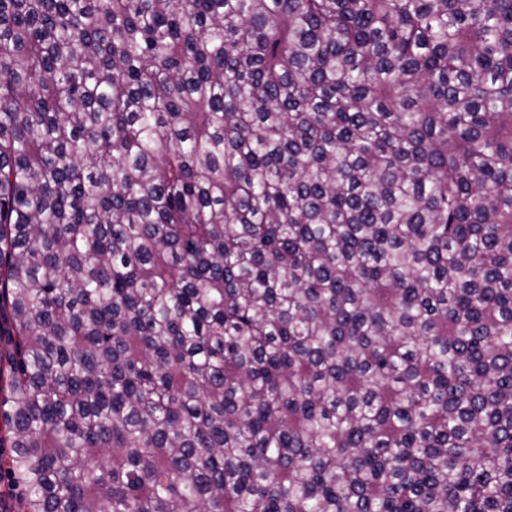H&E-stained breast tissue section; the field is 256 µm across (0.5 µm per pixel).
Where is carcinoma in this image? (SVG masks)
Returning a JSON list of instances; mask_svg holds the SVG:
<instances>
[{"label": "carcinoma", "instance_id": "1", "mask_svg": "<svg viewBox=\"0 0 512 512\" xmlns=\"http://www.w3.org/2000/svg\"><path fill=\"white\" fill-rule=\"evenodd\" d=\"M0 323L26 512H512V0H0Z\"/></svg>", "mask_w": 512, "mask_h": 512}]
</instances>
